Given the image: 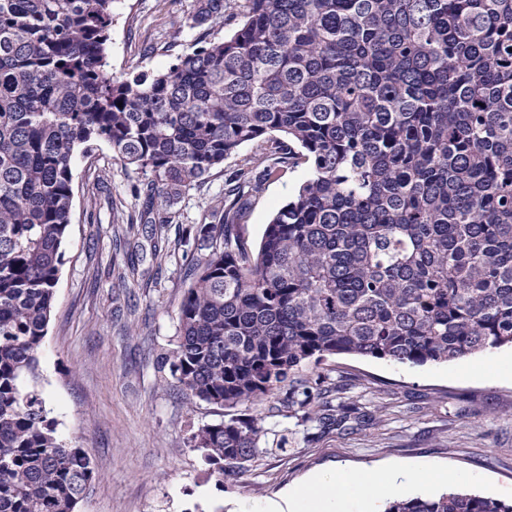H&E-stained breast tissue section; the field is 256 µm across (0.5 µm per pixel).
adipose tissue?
I'll list each match as a JSON object with an SVG mask.
<instances>
[{
  "label": "adipose tissue",
  "mask_w": 512,
  "mask_h": 512,
  "mask_svg": "<svg viewBox=\"0 0 512 512\" xmlns=\"http://www.w3.org/2000/svg\"><path fill=\"white\" fill-rule=\"evenodd\" d=\"M373 475V469L366 468L312 476L300 488L284 493L281 502L267 504L263 512H335L340 487L355 484L369 488Z\"/></svg>",
  "instance_id": "1"
}]
</instances>
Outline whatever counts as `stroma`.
<instances>
[{
	"mask_svg": "<svg viewBox=\"0 0 512 512\" xmlns=\"http://www.w3.org/2000/svg\"><path fill=\"white\" fill-rule=\"evenodd\" d=\"M196 0H115L110 70L157 73L222 25L192 27ZM244 145L224 169L191 188L172 224L142 222L134 188L108 144L73 160V205L38 387L58 436L83 449L96 480L77 512H253L332 468L405 467L410 496L464 490L512 502V349L411 365L348 354L304 365L325 379L343 421L321 427L318 403L288 408L282 394L237 406L263 418L258 460L222 477L190 447L192 428L224 407L187 399L163 359L173 349L189 270L203 253L188 244L224 195V182L258 153ZM306 165L258 180L237 228L257 246L272 213L307 179Z\"/></svg>",
	"mask_w": 512,
	"mask_h": 512,
	"instance_id": "obj_1",
	"label": "stroma"
}]
</instances>
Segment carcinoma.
<instances>
[{
    "label": "carcinoma",
    "instance_id": "obj_1",
    "mask_svg": "<svg viewBox=\"0 0 512 512\" xmlns=\"http://www.w3.org/2000/svg\"><path fill=\"white\" fill-rule=\"evenodd\" d=\"M114 0H0V512H75L95 479L37 389L73 201L104 141L143 176L151 224L244 145L166 358L190 398L233 409L326 355L441 363L512 348V0H245L224 37L158 74L109 72ZM199 0L193 25L225 21ZM308 165L257 252L235 233L252 171ZM263 421L193 430L219 474ZM382 512H512L464 491Z\"/></svg>",
    "mask_w": 512,
    "mask_h": 512
}]
</instances>
